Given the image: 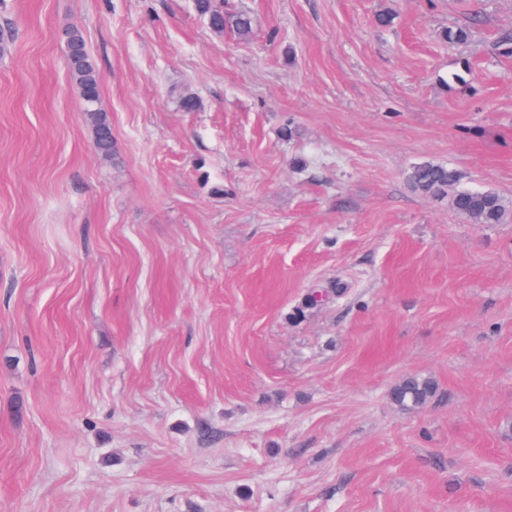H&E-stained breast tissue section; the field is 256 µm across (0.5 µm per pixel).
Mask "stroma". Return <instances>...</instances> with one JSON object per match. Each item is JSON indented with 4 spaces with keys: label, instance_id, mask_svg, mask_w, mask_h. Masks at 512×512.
I'll list each match as a JSON object with an SVG mask.
<instances>
[{
    "label": "stroma",
    "instance_id": "stroma-1",
    "mask_svg": "<svg viewBox=\"0 0 512 512\" xmlns=\"http://www.w3.org/2000/svg\"><path fill=\"white\" fill-rule=\"evenodd\" d=\"M224 8L0 0V512H512V221L405 184L512 199V0ZM194 7L198 15L206 20L208 27L216 33H224L225 27H231L243 40L252 34V18L245 11L225 12L224 4L216 0H195ZM67 65L72 82L77 87L84 104V115L94 135L96 150L107 157L112 156V125L100 108V73L94 58L86 49L85 40L76 28L66 31ZM460 172L448 165L423 160L413 163L405 182L415 195L448 200L457 215L471 224H503L512 219V199L492 189H467L460 185ZM436 391L437 385L432 378L407 375L391 387L389 399L400 410L410 412L429 404Z\"/></svg>",
    "mask_w": 512,
    "mask_h": 512
}]
</instances>
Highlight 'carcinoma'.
Instances as JSON below:
<instances>
[{
  "mask_svg": "<svg viewBox=\"0 0 512 512\" xmlns=\"http://www.w3.org/2000/svg\"><path fill=\"white\" fill-rule=\"evenodd\" d=\"M194 7L212 31L222 33L224 28L231 27L239 38H250L252 18L247 12L228 13L218 0H194ZM66 56L71 80L84 104L85 119L93 130L95 148L100 154L110 157L113 151L112 125L106 112L100 108V73L86 49L81 32L76 28L67 30ZM460 181L461 174L457 169L430 160L412 164L405 178L413 194L448 200L451 210L471 224H503L512 219V199L492 189L463 188ZM345 292L346 289L338 285L313 289L306 295L305 306L328 303ZM436 391L437 385L432 378L407 375L391 387L389 399L400 410L410 412L429 404Z\"/></svg>",
  "mask_w": 512,
  "mask_h": 512,
  "instance_id": "cac0c4a2",
  "label": "carcinoma"
}]
</instances>
